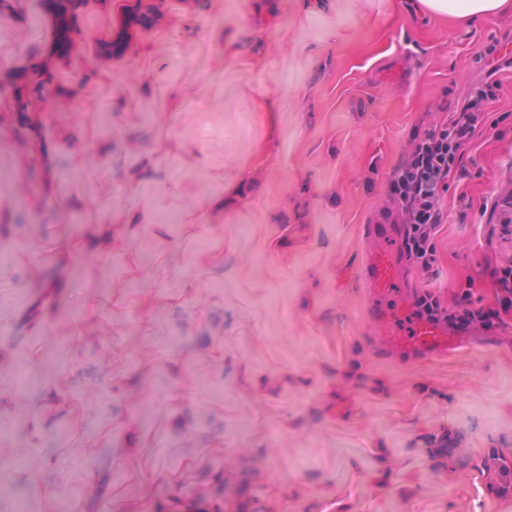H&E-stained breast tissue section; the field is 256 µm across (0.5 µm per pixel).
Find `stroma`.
<instances>
[{
  "instance_id": "stroma-1",
  "label": "stroma",
  "mask_w": 512,
  "mask_h": 512,
  "mask_svg": "<svg viewBox=\"0 0 512 512\" xmlns=\"http://www.w3.org/2000/svg\"><path fill=\"white\" fill-rule=\"evenodd\" d=\"M0 17V512H512V314L491 342L407 362L368 314L366 224L416 126L444 122L490 38L416 0H164L121 58L87 0L58 97L6 104L43 60L38 0ZM501 121L466 151L422 288L512 262ZM156 175L131 177L141 156ZM223 210L197 223L214 198ZM148 216L145 224L131 213ZM112 237L102 250V234ZM99 299L95 320L83 305ZM452 435L458 448L436 447ZM53 467H44L45 458Z\"/></svg>"
}]
</instances>
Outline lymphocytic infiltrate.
<instances>
[{
  "instance_id": "f902f5d3",
  "label": "lymphocytic infiltrate",
  "mask_w": 512,
  "mask_h": 512,
  "mask_svg": "<svg viewBox=\"0 0 512 512\" xmlns=\"http://www.w3.org/2000/svg\"><path fill=\"white\" fill-rule=\"evenodd\" d=\"M498 42L490 40L479 54L486 67L484 77L470 88L461 104L443 124L418 130L409 151L389 179L388 216L400 224L403 258L416 269L430 272L435 262L433 239L444 222L443 202L453 176H467L464 150L493 120L487 111L497 99L500 83L496 73L512 67V59L497 55ZM496 295L492 307L474 301L470 288L458 292L448 308V322L455 327L491 325L502 313L512 310V264L490 271Z\"/></svg>"
}]
</instances>
